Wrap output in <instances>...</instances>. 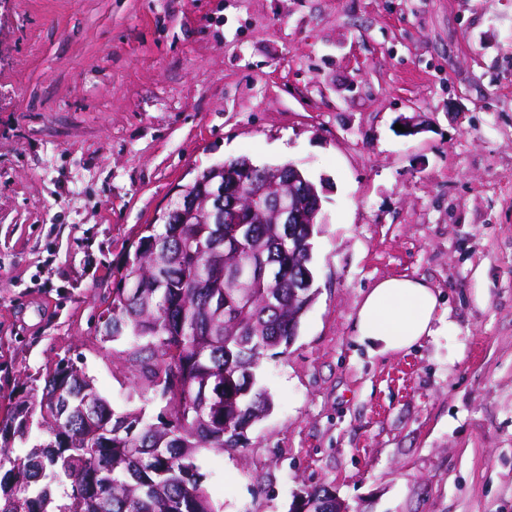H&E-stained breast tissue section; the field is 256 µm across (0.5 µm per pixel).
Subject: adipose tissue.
<instances>
[{
	"mask_svg": "<svg viewBox=\"0 0 512 512\" xmlns=\"http://www.w3.org/2000/svg\"><path fill=\"white\" fill-rule=\"evenodd\" d=\"M440 298L425 280L391 277L365 294L356 319V336L371 354L396 353L435 335Z\"/></svg>",
	"mask_w": 512,
	"mask_h": 512,
	"instance_id": "obj_1",
	"label": "adipose tissue"
}]
</instances>
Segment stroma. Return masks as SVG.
<instances>
[{
  "instance_id": "obj_1",
  "label": "stroma",
  "mask_w": 512,
  "mask_h": 512,
  "mask_svg": "<svg viewBox=\"0 0 512 512\" xmlns=\"http://www.w3.org/2000/svg\"><path fill=\"white\" fill-rule=\"evenodd\" d=\"M413 119L421 130L398 126ZM327 179L315 302L256 371L273 408L201 450L216 512H512V0H0V418L60 359L142 397L103 296L179 184L238 156ZM454 332L370 355L366 291ZM308 512H336V496L326 486H315L305 492Z\"/></svg>"
}]
</instances>
